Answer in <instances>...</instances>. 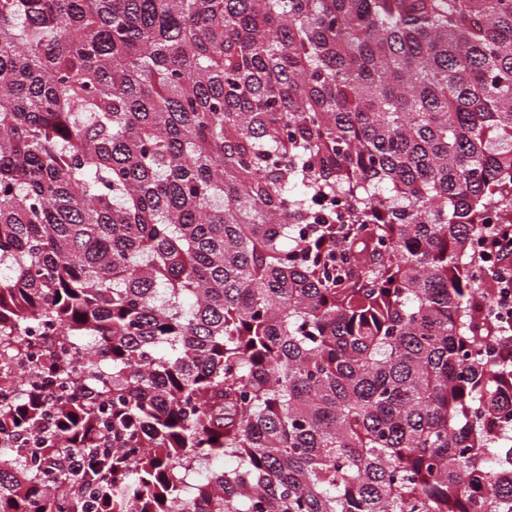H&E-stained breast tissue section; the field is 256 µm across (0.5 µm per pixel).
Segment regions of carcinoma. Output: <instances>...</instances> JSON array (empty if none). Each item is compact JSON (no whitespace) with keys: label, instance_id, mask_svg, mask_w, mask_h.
<instances>
[{"label":"carcinoma","instance_id":"carcinoma-1","mask_svg":"<svg viewBox=\"0 0 512 512\" xmlns=\"http://www.w3.org/2000/svg\"><path fill=\"white\" fill-rule=\"evenodd\" d=\"M492 207L512 0H0V512H512Z\"/></svg>","mask_w":512,"mask_h":512}]
</instances>
